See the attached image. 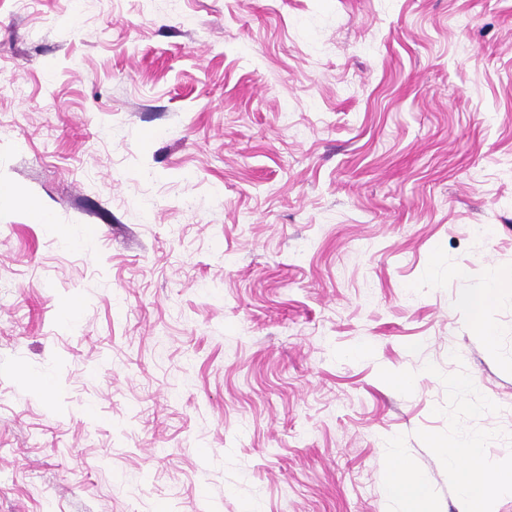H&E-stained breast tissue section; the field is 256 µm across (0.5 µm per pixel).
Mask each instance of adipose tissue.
<instances>
[{
	"label": "adipose tissue",
	"mask_w": 512,
	"mask_h": 512,
	"mask_svg": "<svg viewBox=\"0 0 512 512\" xmlns=\"http://www.w3.org/2000/svg\"><path fill=\"white\" fill-rule=\"evenodd\" d=\"M433 450L448 463V471L465 504V512H491L493 489L512 490V468L502 469L484 454L477 439L466 440L462 448L430 439ZM387 483L402 512H421L431 499L428 486L417 479L400 455H391L387 465Z\"/></svg>",
	"instance_id": "obj_1"
}]
</instances>
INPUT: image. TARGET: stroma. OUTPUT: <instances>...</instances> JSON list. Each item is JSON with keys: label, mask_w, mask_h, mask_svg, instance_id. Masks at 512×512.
I'll return each instance as SVG.
<instances>
[{"label": "stroma", "mask_w": 512, "mask_h": 512, "mask_svg": "<svg viewBox=\"0 0 512 512\" xmlns=\"http://www.w3.org/2000/svg\"><path fill=\"white\" fill-rule=\"evenodd\" d=\"M0 182V512L512 465V0H0ZM504 284L497 278H493L485 288H475L460 298L461 304L467 307L477 318V327L480 335L487 341H492L493 330L484 323L480 317L484 310L490 305L493 298Z\"/></svg>", "instance_id": "1"}]
</instances>
